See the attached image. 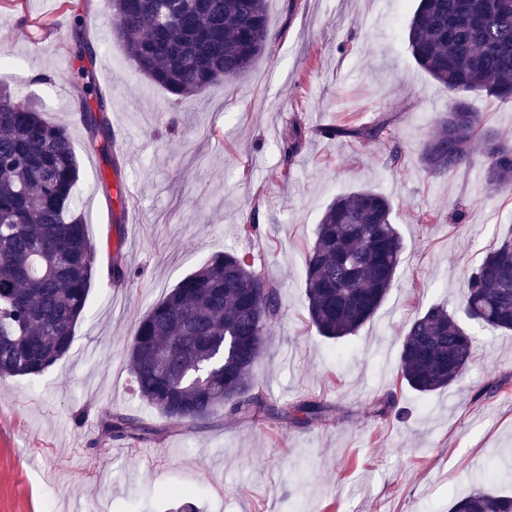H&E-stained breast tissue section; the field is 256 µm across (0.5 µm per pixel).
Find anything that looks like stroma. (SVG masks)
I'll return each mask as SVG.
<instances>
[{"label":"stroma","mask_w":512,"mask_h":512,"mask_svg":"<svg viewBox=\"0 0 512 512\" xmlns=\"http://www.w3.org/2000/svg\"><path fill=\"white\" fill-rule=\"evenodd\" d=\"M414 0H268L276 37L245 75L178 98L138 74L113 45L109 0H0V84L67 125L82 176L76 206L100 270L69 354L32 379H0V512H168L187 491L197 512H448L489 473L512 489V333L472 326L461 386L428 396L398 375L400 336L420 310L457 309L465 281L512 235V194L486 180L482 141L469 166L428 175L419 157L448 92L415 62L403 28ZM84 16L95 64L72 35ZM73 67L62 72V58ZM92 67L109 91L112 143L90 150L76 117ZM41 79H33L32 71ZM485 129L512 139V101L464 95ZM391 113L383 139L329 140L321 128ZM306 137L285 162L293 123ZM401 159L391 165V150ZM387 195L404 251L386 301L356 336H320L308 320L304 268L315 226L340 194ZM256 235L239 226L253 218ZM248 254L282 307L253 381L287 407L315 398L325 420L256 423L225 410L176 430L132 391L136 323L214 254ZM120 253L130 276L111 287ZM497 393H487L491 383ZM392 399L385 417L375 403ZM111 410L163 427L156 440L98 450Z\"/></svg>","instance_id":"obj_1"}]
</instances>
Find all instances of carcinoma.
Listing matches in <instances>:
<instances>
[{
	"instance_id": "cac0c4a2",
	"label": "carcinoma",
	"mask_w": 512,
	"mask_h": 512,
	"mask_svg": "<svg viewBox=\"0 0 512 512\" xmlns=\"http://www.w3.org/2000/svg\"><path fill=\"white\" fill-rule=\"evenodd\" d=\"M112 0L113 40L146 79L175 96L203 94L211 85L247 72L267 49V0ZM488 0H418L406 27L415 62L456 99L440 113L421 154L431 175L468 164L482 124L457 94L480 90L512 99V8L473 17ZM95 107L82 101L80 121L90 144L110 143L107 95L89 82ZM0 86V378L42 374L71 350L84 316L97 253L74 200L81 168L68 128L47 121L31 104L18 106ZM393 123L382 115L362 125H332L328 139L373 141ZM305 132L291 125L281 150L289 162ZM487 177L496 192L512 191V142L484 136ZM392 203L360 188L339 195L323 212L304 273L310 323L328 339L352 336L380 308L393 285L403 243L392 224ZM126 277L122 258L108 281ZM465 315L491 330L512 331V238L488 252L462 289ZM281 309L279 289L261 278L247 258L217 254L170 289L138 323L128 362L134 393L171 427L201 428L224 405L242 421L274 411L252 381ZM472 361V338L454 313L440 305L408 324L398 358L401 381L422 395L460 382ZM306 425L323 417L316 401L293 406ZM108 440L134 447L164 429L146 419L111 411L101 422ZM449 512H512V494L476 490Z\"/></svg>"
}]
</instances>
